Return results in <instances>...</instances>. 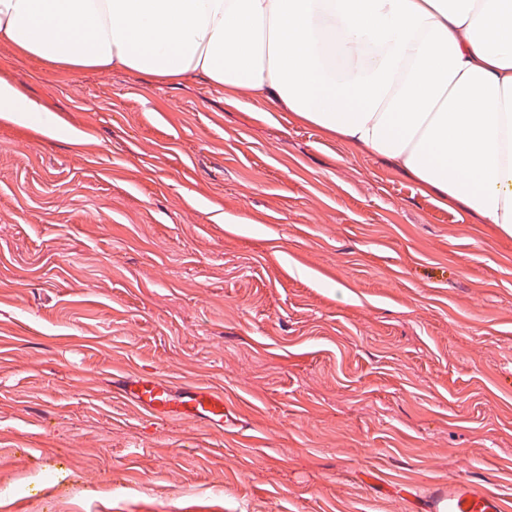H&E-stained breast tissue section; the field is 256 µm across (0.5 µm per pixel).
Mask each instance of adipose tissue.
Here are the masks:
<instances>
[{
  "label": "adipose tissue",
  "instance_id": "ef3b65f1",
  "mask_svg": "<svg viewBox=\"0 0 512 512\" xmlns=\"http://www.w3.org/2000/svg\"><path fill=\"white\" fill-rule=\"evenodd\" d=\"M0 37L286 104L512 234V0H0ZM0 117L53 124L6 82Z\"/></svg>",
  "mask_w": 512,
  "mask_h": 512
}]
</instances>
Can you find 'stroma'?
Masks as SVG:
<instances>
[{"instance_id":"1","label":"stroma","mask_w":512,"mask_h":512,"mask_svg":"<svg viewBox=\"0 0 512 512\" xmlns=\"http://www.w3.org/2000/svg\"><path fill=\"white\" fill-rule=\"evenodd\" d=\"M0 512L512 503V235L282 103L0 39ZM222 390L223 428L113 387ZM43 112L9 83H0V117L20 122H31L33 116ZM423 512H505L504 500L467 480H451L448 486L430 493L420 507Z\"/></svg>"}]
</instances>
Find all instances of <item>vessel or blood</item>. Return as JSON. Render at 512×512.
I'll use <instances>...</instances> for the list:
<instances>
[{
  "label": "vessel or blood",
  "instance_id": "b4317fda",
  "mask_svg": "<svg viewBox=\"0 0 512 512\" xmlns=\"http://www.w3.org/2000/svg\"><path fill=\"white\" fill-rule=\"evenodd\" d=\"M122 391L137 406L159 420L207 421L223 424L229 415L221 393L198 386L175 388L153 376L124 378ZM423 512H506L503 499L467 480H452L430 493Z\"/></svg>",
  "mask_w": 512,
  "mask_h": 512
}]
</instances>
